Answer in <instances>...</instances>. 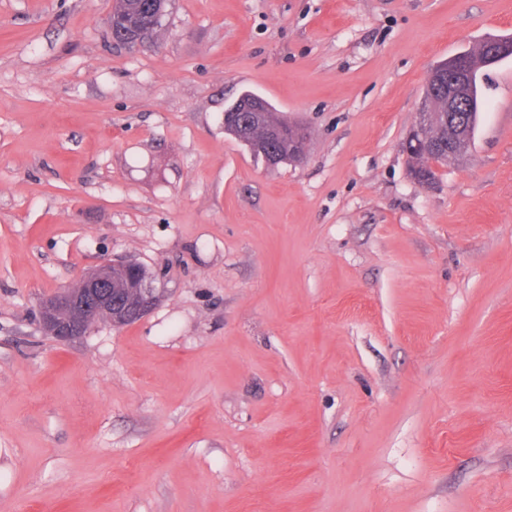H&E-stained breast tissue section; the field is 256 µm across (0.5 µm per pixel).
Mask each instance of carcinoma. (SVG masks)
Here are the masks:
<instances>
[{
    "mask_svg": "<svg viewBox=\"0 0 512 512\" xmlns=\"http://www.w3.org/2000/svg\"><path fill=\"white\" fill-rule=\"evenodd\" d=\"M141 0H114L112 8V32L140 33L147 38L162 25V18L154 17L139 9ZM500 57L505 60L512 57V52L505 53L498 45L483 42L470 51V81L472 97L467 108L460 110L459 120L477 127L480 112L484 111L485 101L482 96L481 70L488 66V59ZM434 82L426 87L425 100L429 112L420 122V126L411 129L407 138V151L410 153L409 174L420 182L431 185L436 180L434 164L441 166L454 163L462 158L469 150L472 139L459 140L453 148L455 155L448 158V139L445 135V118L447 117L448 101L445 97L432 93ZM291 127L293 123L279 118L275 109L257 114L255 112H226L224 113V132L233 137L238 136L241 129H246L244 136L247 147L258 156L273 154L278 157V163L290 161L289 150L295 144L302 145L308 140V135L297 137L288 135L276 138L269 130Z\"/></svg>",
    "mask_w": 512,
    "mask_h": 512,
    "instance_id": "carcinoma-1",
    "label": "carcinoma"
}]
</instances>
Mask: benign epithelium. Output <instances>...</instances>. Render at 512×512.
Masks as SVG:
<instances>
[{"mask_svg":"<svg viewBox=\"0 0 512 512\" xmlns=\"http://www.w3.org/2000/svg\"><path fill=\"white\" fill-rule=\"evenodd\" d=\"M470 53L448 58V80L442 91L448 95V112L468 97L465 76ZM154 278L131 260L109 259L82 276L72 288L47 296L39 308L43 331L59 342H71L89 334L98 323L121 327L146 316L160 300Z\"/></svg>","mask_w":512,"mask_h":512,"instance_id":"1","label":"benign epithelium"}]
</instances>
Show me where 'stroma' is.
<instances>
[{
    "instance_id": "stroma-1",
    "label": "stroma",
    "mask_w": 512,
    "mask_h": 512,
    "mask_svg": "<svg viewBox=\"0 0 512 512\" xmlns=\"http://www.w3.org/2000/svg\"><path fill=\"white\" fill-rule=\"evenodd\" d=\"M0 0V512H512V58L464 161L404 142L512 0ZM246 91L305 127L275 168ZM107 258L163 290L70 343ZM141 0H114L112 8V32L115 36L127 33H140L145 39L162 25L164 14L158 18L147 15L139 9ZM250 93H245L241 96V102L249 99ZM255 112H264L257 115ZM243 127L246 146L250 151L263 158L264 155L273 154L278 156L277 166L281 163L290 162L289 150L297 148L295 144L304 145L308 140V133L301 137L290 134V127L298 126L295 123L288 122L280 119L276 115L275 109L268 105L260 97L250 98L247 105V112H224V132L237 138L238 133ZM288 126V136L274 138V135L269 134V130L275 132L282 127ZM250 131L247 133L248 130ZM238 139V138H237ZM294 145L293 147H291ZM264 159V158H263ZM120 277L128 289L118 288ZM154 278L132 260L109 259L82 276L75 287L47 296L39 308L43 331L59 342H71L89 334L98 323L125 326L146 316L160 300Z\"/></svg>"
}]
</instances>
